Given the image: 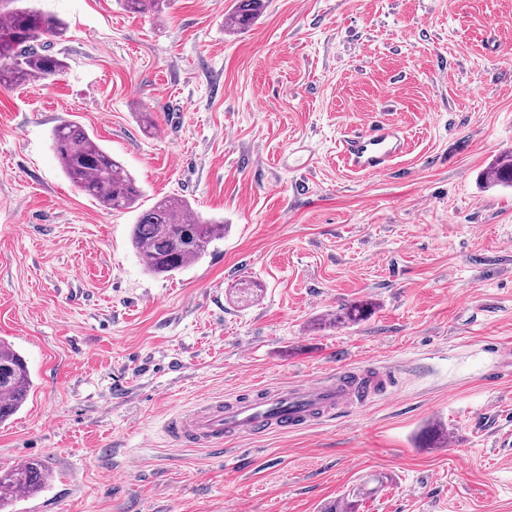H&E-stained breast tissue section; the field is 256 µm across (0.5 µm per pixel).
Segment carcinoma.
<instances>
[{"mask_svg":"<svg viewBox=\"0 0 512 512\" xmlns=\"http://www.w3.org/2000/svg\"><path fill=\"white\" fill-rule=\"evenodd\" d=\"M20 2L0 0V85H24L36 77L55 75L66 66L51 50L52 40L64 35L65 24ZM168 2L124 0V5L133 13L159 17ZM263 6V0H235L229 18L231 28L248 27ZM53 149L66 177L103 209L137 212L130 239L149 272L171 275L182 271L202 260L213 243L224 239V220L200 219L184 198L167 197L138 210L142 191L135 179L83 127L71 122L59 125L53 132ZM483 179L492 188L512 187V152L499 157ZM370 313L369 305L354 304L336 317V322L355 324ZM31 385L26 359L11 345L0 343V423L24 405ZM49 480L48 466L39 459L0 472V512H7L20 493L43 490ZM371 493L372 489L364 485L357 487L330 503L324 512H359L361 502Z\"/></svg>","mask_w":512,"mask_h":512,"instance_id":"cac0c4a2","label":"carcinoma"}]
</instances>
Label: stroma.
I'll return each mask as SVG.
<instances>
[{
  "label": "stroma",
  "instance_id": "obj_1",
  "mask_svg": "<svg viewBox=\"0 0 512 512\" xmlns=\"http://www.w3.org/2000/svg\"><path fill=\"white\" fill-rule=\"evenodd\" d=\"M35 5L66 24V67L0 86V341L34 382L0 469L37 458L52 480L15 512H320L380 473L360 512H512V189L481 183L512 151V0H267L235 34V0ZM379 121L406 154L348 173L337 142ZM64 122L143 207L186 198L223 241L150 274L134 213L62 173ZM353 302L369 318L337 324ZM373 359L399 392L335 424L168 448L167 411ZM434 419L451 446L423 447Z\"/></svg>",
  "mask_w": 512,
  "mask_h": 512
}]
</instances>
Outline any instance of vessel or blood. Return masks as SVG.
<instances>
[{
    "mask_svg": "<svg viewBox=\"0 0 512 512\" xmlns=\"http://www.w3.org/2000/svg\"><path fill=\"white\" fill-rule=\"evenodd\" d=\"M338 148L351 172L382 175L402 156L404 138L396 126L380 122L369 131L348 134ZM396 383L395 369L368 364L252 386L168 412L164 434L174 449L195 446L219 453L228 439L295 433L349 416L387 395Z\"/></svg>",
    "mask_w": 512,
    "mask_h": 512,
    "instance_id": "b4317fda",
    "label": "vessel or blood"
}]
</instances>
